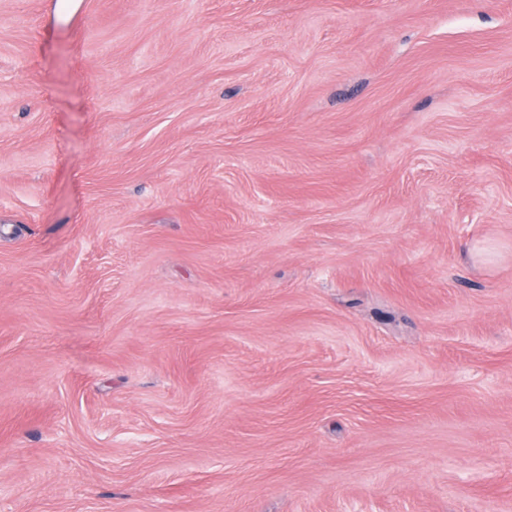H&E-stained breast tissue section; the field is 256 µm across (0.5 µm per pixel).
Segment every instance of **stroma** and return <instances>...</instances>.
<instances>
[{"instance_id": "35a3bbf8", "label": "stroma", "mask_w": 512, "mask_h": 512, "mask_svg": "<svg viewBox=\"0 0 512 512\" xmlns=\"http://www.w3.org/2000/svg\"><path fill=\"white\" fill-rule=\"evenodd\" d=\"M0 0V512H512V0Z\"/></svg>"}]
</instances>
